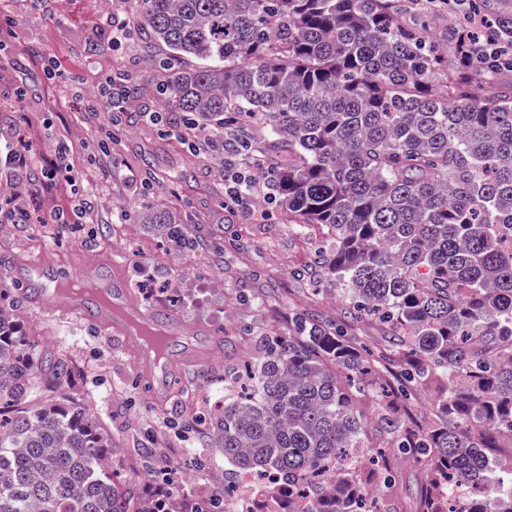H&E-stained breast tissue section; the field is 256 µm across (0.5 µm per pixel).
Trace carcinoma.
Instances as JSON below:
<instances>
[{
	"instance_id": "carcinoma-1",
	"label": "carcinoma",
	"mask_w": 512,
	"mask_h": 512,
	"mask_svg": "<svg viewBox=\"0 0 512 512\" xmlns=\"http://www.w3.org/2000/svg\"><path fill=\"white\" fill-rule=\"evenodd\" d=\"M130 23L165 47L150 123L210 128L224 153L273 171L276 207L296 231L327 230L307 270L336 278L349 315L378 318L392 357L355 346L306 315L266 337L252 394L224 400L213 445L231 472L271 482L278 512H380L353 465L370 451L360 401L386 360L407 382L445 380L422 428L385 394L374 424L389 447L430 467L421 512H512V469L494 460L512 433V86L478 96L495 59L425 18L445 0H132ZM446 78V91L433 90ZM266 128L257 141L252 121ZM150 223L190 251L201 243L156 208ZM77 378L60 352L35 353L0 307V512H137L136 489L107 466L112 435L63 397Z\"/></svg>"
}]
</instances>
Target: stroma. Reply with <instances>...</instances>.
Returning <instances> with one entry per match:
<instances>
[{
    "label": "stroma",
    "mask_w": 512,
    "mask_h": 512,
    "mask_svg": "<svg viewBox=\"0 0 512 512\" xmlns=\"http://www.w3.org/2000/svg\"><path fill=\"white\" fill-rule=\"evenodd\" d=\"M127 0H0L11 32L0 39V195L26 210L27 221L0 224V291L18 301L17 314L39 350L63 347L82 375L66 391L89 402L112 435V468L135 484L150 512L153 494L166 486L169 461L182 468L183 483L167 495L168 512L229 508L224 493V455L209 447L207 423L224 401V370L253 360L263 336H288L299 311L339 324L347 336L386 350L378 322L350 317L335 279L310 282L298 272L313 264L327 239L321 228L297 232L281 214L259 223L222 205V156L191 150L175 136L146 125L141 112L157 107L152 89L166 73L151 59L159 54L148 32L116 47L103 31L113 13L128 14ZM124 73L143 89L120 122L100 113L106 75ZM65 149L70 178L47 181L44 170ZM93 208L94 223L75 215ZM167 208L186 232L207 246L205 255L182 251L141 212ZM148 263L133 262L135 254ZM121 262L132 302L162 308L201 331L202 362L176 371L171 400L158 406L139 377L141 364L78 314L19 300L11 273L30 259H44L78 278L92 262ZM223 279L221 300L210 284ZM154 448L145 459L144 447ZM393 487L373 477L370 458L357 472L381 512H419L428 485L424 462L391 455Z\"/></svg>",
    "instance_id": "1"
}]
</instances>
